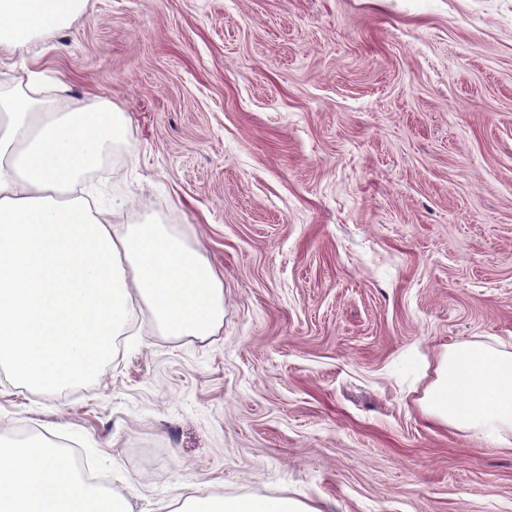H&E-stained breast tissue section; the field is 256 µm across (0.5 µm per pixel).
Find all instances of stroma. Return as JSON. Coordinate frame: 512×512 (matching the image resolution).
I'll return each mask as SVG.
<instances>
[{"label": "stroma", "mask_w": 512, "mask_h": 512, "mask_svg": "<svg viewBox=\"0 0 512 512\" xmlns=\"http://www.w3.org/2000/svg\"><path fill=\"white\" fill-rule=\"evenodd\" d=\"M128 120L85 185L224 284L211 335L137 310L95 375L0 370V442L85 460L134 512H512V429L426 418L438 353L512 352V0H89L0 94ZM175 512H316L288 496L220 495L189 497Z\"/></svg>", "instance_id": "obj_1"}]
</instances>
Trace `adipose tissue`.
I'll list each match as a JSON object with an SVG mask.
<instances>
[{
	"label": "adipose tissue",
	"mask_w": 512,
	"mask_h": 512,
	"mask_svg": "<svg viewBox=\"0 0 512 512\" xmlns=\"http://www.w3.org/2000/svg\"><path fill=\"white\" fill-rule=\"evenodd\" d=\"M86 0H0V56L23 51L80 15ZM129 132L111 101L69 112L0 95V366L18 382L63 388L98 371L104 337L135 302L175 336L210 335L224 285L209 261L161 224L117 230L80 181ZM430 420L480 433L512 428V352L483 344L441 354L421 404ZM96 492L51 446L0 448V512H92ZM176 512H316L286 496L190 497Z\"/></svg>",
	"instance_id": "1"
}]
</instances>
